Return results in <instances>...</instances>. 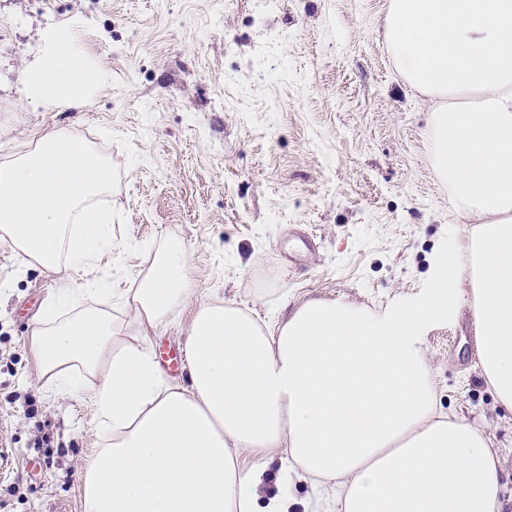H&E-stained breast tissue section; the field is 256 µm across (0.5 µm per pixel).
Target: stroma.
<instances>
[{"mask_svg":"<svg viewBox=\"0 0 512 512\" xmlns=\"http://www.w3.org/2000/svg\"><path fill=\"white\" fill-rule=\"evenodd\" d=\"M388 0H0V157L71 128L112 160V246L98 274L134 287L179 243L196 297L162 323L184 352L201 300L279 321L309 301L384 310L423 295L461 218L430 159V105L394 69ZM82 24L110 75L81 111L20 98L44 29ZM314 238L308 252L302 236ZM55 275L0 242V512H83L101 447L91 408L55 394L31 336ZM436 405L503 447L494 512H512V413L481 374L469 309L427 328Z\"/></svg>","mask_w":512,"mask_h":512,"instance_id":"1","label":"stroma"}]
</instances>
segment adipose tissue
<instances>
[{
	"instance_id": "obj_1",
	"label": "adipose tissue",
	"mask_w": 512,
	"mask_h": 512,
	"mask_svg": "<svg viewBox=\"0 0 512 512\" xmlns=\"http://www.w3.org/2000/svg\"><path fill=\"white\" fill-rule=\"evenodd\" d=\"M384 36L431 103L432 166L465 219L428 293L381 313L312 301L274 327L201 302L185 386L149 341L195 295L183 247L159 250L122 304L100 287L95 309L45 313L32 334L42 372L81 395L105 438L82 472L84 512H288L284 495L258 504L260 459L279 448L289 473L334 489L340 512H493L504 454L483 426L438 416L419 338L466 300L482 374L512 410V0H389ZM107 81L75 22L41 33L23 92L77 111ZM111 182V160L67 128L0 162V241L56 275V302L108 242L96 200Z\"/></svg>"
}]
</instances>
